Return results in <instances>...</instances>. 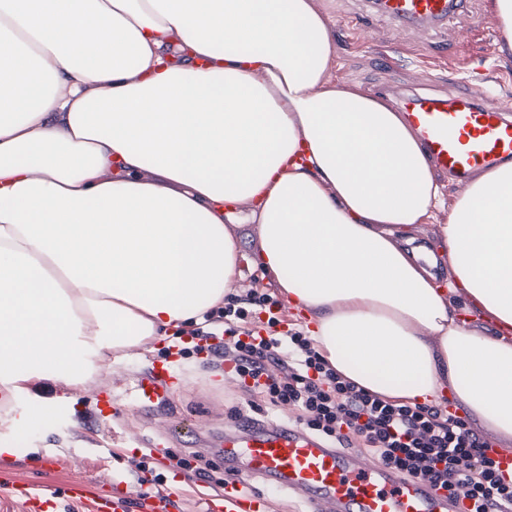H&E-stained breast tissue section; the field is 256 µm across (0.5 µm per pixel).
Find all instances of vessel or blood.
Here are the masks:
<instances>
[{"label": "vessel or blood", "instance_id": "b4317fda", "mask_svg": "<svg viewBox=\"0 0 512 512\" xmlns=\"http://www.w3.org/2000/svg\"><path fill=\"white\" fill-rule=\"evenodd\" d=\"M468 0H378L379 9L403 23L433 24L462 11ZM482 88L440 98L399 95V108L418 133L435 167L457 179L512 161V105L483 103ZM174 396L169 366L138 377L133 397L141 407L164 409ZM224 461L231 467L222 493L207 498L205 512H264L260 494L241 488L261 478L303 497L311 512H460L448 492L375 465L367 456L342 449L296 426L247 422L224 432ZM25 512H55L57 497L83 500L76 480L63 492L27 483L9 485Z\"/></svg>", "mask_w": 512, "mask_h": 512}]
</instances>
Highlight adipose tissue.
<instances>
[{
  "label": "adipose tissue",
  "instance_id": "adipose-tissue-1",
  "mask_svg": "<svg viewBox=\"0 0 512 512\" xmlns=\"http://www.w3.org/2000/svg\"><path fill=\"white\" fill-rule=\"evenodd\" d=\"M334 66L318 0H0V406L201 323L247 223L340 375L512 447V163L415 247L433 165Z\"/></svg>",
  "mask_w": 512,
  "mask_h": 512
}]
</instances>
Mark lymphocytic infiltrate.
<instances>
[{
  "label": "lymphocytic infiltrate",
  "mask_w": 512,
  "mask_h": 512,
  "mask_svg": "<svg viewBox=\"0 0 512 512\" xmlns=\"http://www.w3.org/2000/svg\"><path fill=\"white\" fill-rule=\"evenodd\" d=\"M273 302H227L191 329L206 339L223 331L224 359L263 401L298 411V420L338 442L359 441L402 474L448 493L464 492L467 512H512V471H502L492 444L457 416L433 405H411L357 387L334 370L296 325L279 330ZM278 365L280 374L270 372Z\"/></svg>",
  "instance_id": "obj_1"
}]
</instances>
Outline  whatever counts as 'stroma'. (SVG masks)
<instances>
[{
    "label": "stroma",
    "mask_w": 512,
    "mask_h": 512,
    "mask_svg": "<svg viewBox=\"0 0 512 512\" xmlns=\"http://www.w3.org/2000/svg\"><path fill=\"white\" fill-rule=\"evenodd\" d=\"M320 5L333 22L337 82L357 84L380 98L421 91L445 96L474 82L486 85V105L512 103V52L500 49L490 0H469L463 12L428 28L390 20L379 13L376 0H320ZM437 179L441 202L418 239L435 251L441 248L438 227L446 223L448 209L462 191L446 174ZM175 342L170 335L121 362H101L79 393L56 388L52 416L26 433L15 430L14 420L27 409L28 394L0 408V445L10 449L0 456V485L37 481L60 490L81 477L89 497L119 499L127 503V512H143L138 483L143 462L163 474L164 489L180 488L170 512H199L201 495L224 489V460L211 442L223 436L251 396L224 363L201 351L180 359L179 384L167 414L140 409L131 397V384L164 361L166 348ZM152 441L166 443L177 455L211 462L209 479L169 470L165 462L145 457L142 449Z\"/></svg>",
    "instance_id": "obj_1"
}]
</instances>
